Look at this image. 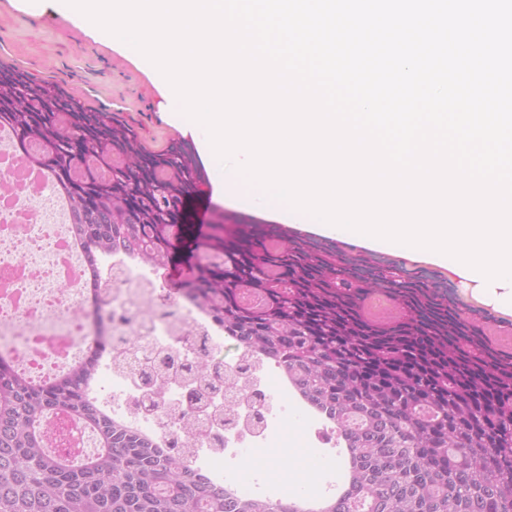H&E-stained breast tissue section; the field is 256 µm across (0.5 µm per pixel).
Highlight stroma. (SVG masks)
Wrapping results in <instances>:
<instances>
[{
  "instance_id": "stroma-1",
  "label": "stroma",
  "mask_w": 512,
  "mask_h": 512,
  "mask_svg": "<svg viewBox=\"0 0 512 512\" xmlns=\"http://www.w3.org/2000/svg\"><path fill=\"white\" fill-rule=\"evenodd\" d=\"M0 62L61 84L87 108L119 116L152 150L184 139L162 108L151 67L66 19L56 0H0Z\"/></svg>"
}]
</instances>
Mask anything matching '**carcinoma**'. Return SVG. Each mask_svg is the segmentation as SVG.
Listing matches in <instances>:
<instances>
[{"label":"carcinoma","mask_w":512,"mask_h":512,"mask_svg":"<svg viewBox=\"0 0 512 512\" xmlns=\"http://www.w3.org/2000/svg\"><path fill=\"white\" fill-rule=\"evenodd\" d=\"M24 163L50 173L80 243L92 314L104 323L100 261L138 255L158 272L178 258L189 279L165 286L207 311L246 358L288 373L295 391L349 445L343 482L319 512H512V348L490 314L460 312L444 283L390 262L224 214L199 233L186 204L207 174L182 143L154 151L110 112L0 63V124ZM403 310L376 322L370 296ZM111 336L49 385L0 364V512H309L308 499L247 501L208 488L190 461L112 419L86 396ZM97 442L80 463L45 448L54 414Z\"/></svg>","instance_id":"cac0c4a2"}]
</instances>
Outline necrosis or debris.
I'll list each match as a JSON object with an SVG mask.
<instances>
[{
	"mask_svg": "<svg viewBox=\"0 0 512 512\" xmlns=\"http://www.w3.org/2000/svg\"><path fill=\"white\" fill-rule=\"evenodd\" d=\"M14 135L0 134V170L12 185L0 193V354L36 381L63 373L95 345L98 331L85 314L80 255L64 251L69 213L56 189L37 186L19 166ZM112 344L101 354L90 385L113 418L152 435L161 451H184L199 477L229 495L249 497L239 472L246 448H284L288 420L271 412L273 399L291 393L288 376L261 361L232 360L224 328L184 299L169 297L155 273L137 258L113 255ZM206 359L217 378L199 392L187 368ZM93 435L62 416L48 448L89 456ZM301 448H341L344 435L316 411L300 421Z\"/></svg>",
	"mask_w": 512,
	"mask_h": 512,
	"instance_id": "necrosis-or-debris-1",
	"label": "necrosis or debris"
}]
</instances>
